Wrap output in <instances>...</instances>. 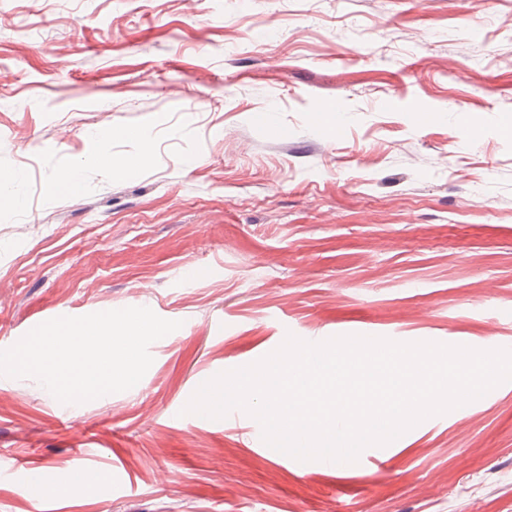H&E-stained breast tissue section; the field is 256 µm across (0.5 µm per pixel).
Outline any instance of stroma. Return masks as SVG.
<instances>
[{"label":"stroma","instance_id":"obj_1","mask_svg":"<svg viewBox=\"0 0 512 512\" xmlns=\"http://www.w3.org/2000/svg\"><path fill=\"white\" fill-rule=\"evenodd\" d=\"M0 192V349L36 318L181 323L70 427L0 383V455L79 480L42 512H512V382L376 483L289 466L245 414L169 418L288 334L512 345V0H0Z\"/></svg>","mask_w":512,"mask_h":512}]
</instances>
